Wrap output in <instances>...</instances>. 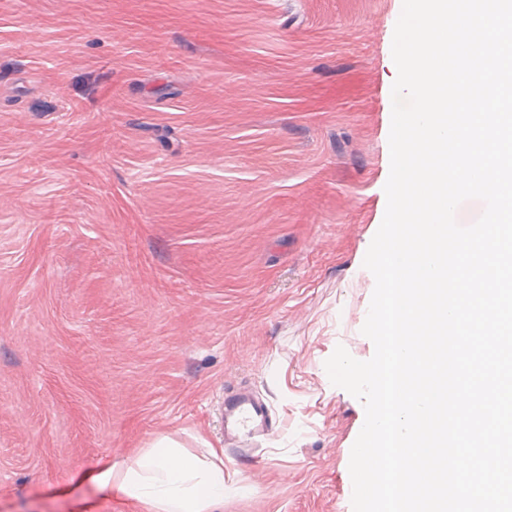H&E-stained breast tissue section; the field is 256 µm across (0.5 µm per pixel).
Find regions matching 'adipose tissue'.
<instances>
[{
	"instance_id": "1",
	"label": "adipose tissue",
	"mask_w": 512,
	"mask_h": 512,
	"mask_svg": "<svg viewBox=\"0 0 512 512\" xmlns=\"http://www.w3.org/2000/svg\"><path fill=\"white\" fill-rule=\"evenodd\" d=\"M89 478L104 496L139 502L145 512H219L224 505V465L186 453L170 436L122 462H108Z\"/></svg>"
}]
</instances>
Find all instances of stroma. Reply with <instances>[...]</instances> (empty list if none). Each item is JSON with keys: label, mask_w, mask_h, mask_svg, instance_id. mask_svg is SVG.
I'll list each match as a JSON object with an SVG mask.
<instances>
[{"label": "stroma", "mask_w": 512, "mask_h": 512, "mask_svg": "<svg viewBox=\"0 0 512 512\" xmlns=\"http://www.w3.org/2000/svg\"><path fill=\"white\" fill-rule=\"evenodd\" d=\"M402 0H0V512H138L168 434L223 512H352ZM230 388L275 431L225 442ZM172 437H159L133 459L112 460L90 472L95 488L112 500V491L144 506L141 512H222L224 462L200 459Z\"/></svg>", "instance_id": "stroma-1"}]
</instances>
